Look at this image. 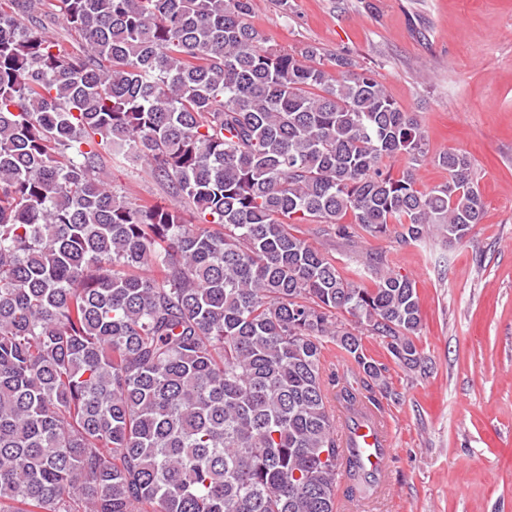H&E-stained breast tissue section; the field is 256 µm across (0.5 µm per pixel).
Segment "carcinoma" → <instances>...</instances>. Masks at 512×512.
I'll return each instance as SVG.
<instances>
[{
  "instance_id": "carcinoma-1",
  "label": "carcinoma",
  "mask_w": 512,
  "mask_h": 512,
  "mask_svg": "<svg viewBox=\"0 0 512 512\" xmlns=\"http://www.w3.org/2000/svg\"><path fill=\"white\" fill-rule=\"evenodd\" d=\"M253 11L0 0V512H336L368 484L330 401L379 406L386 369L342 317L416 368L417 292L358 287L293 225L461 241L482 194L372 71L268 45ZM106 155L173 199L114 191ZM429 160L448 180L421 190ZM329 342L363 387L328 397Z\"/></svg>"
}]
</instances>
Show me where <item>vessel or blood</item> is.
Here are the masks:
<instances>
[{"label":"vessel or blood","mask_w":512,"mask_h":512,"mask_svg":"<svg viewBox=\"0 0 512 512\" xmlns=\"http://www.w3.org/2000/svg\"><path fill=\"white\" fill-rule=\"evenodd\" d=\"M342 429V448H359L366 473L382 479L391 455V434L380 413L367 410L354 420L343 421Z\"/></svg>","instance_id":"vessel-or-blood-1"}]
</instances>
